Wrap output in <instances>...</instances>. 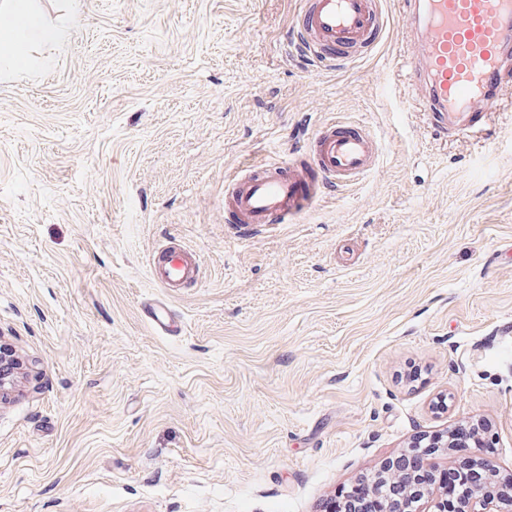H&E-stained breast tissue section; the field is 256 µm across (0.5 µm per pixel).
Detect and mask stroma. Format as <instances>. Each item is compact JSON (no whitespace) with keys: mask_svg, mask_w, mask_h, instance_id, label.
I'll return each instance as SVG.
<instances>
[{"mask_svg":"<svg viewBox=\"0 0 512 512\" xmlns=\"http://www.w3.org/2000/svg\"><path fill=\"white\" fill-rule=\"evenodd\" d=\"M69 44L0 79V512H324L425 434L488 422L512 476V73L440 137L408 0L327 68L298 0H82ZM363 123L369 175L294 224L229 223L227 177ZM194 250L164 296L148 261ZM150 274L159 288L175 291L197 284L201 271L192 250L181 245H166L152 257ZM144 315L147 323L159 335L178 336L182 332V321L162 299L149 302Z\"/></svg>","mask_w":512,"mask_h":512,"instance_id":"1","label":"stroma"}]
</instances>
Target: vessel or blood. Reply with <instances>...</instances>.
<instances>
[{"instance_id":"1","label":"vessel or blood","mask_w":512,"mask_h":512,"mask_svg":"<svg viewBox=\"0 0 512 512\" xmlns=\"http://www.w3.org/2000/svg\"><path fill=\"white\" fill-rule=\"evenodd\" d=\"M420 31V75L429 90V121L440 134L478 128L497 111L505 70L503 47L512 42V0H410ZM385 26L378 0H303V48L325 65L353 49H371ZM378 142L367 125L343 120L323 124L304 158L258 163L228 177L224 209L234 223L292 224L309 214L330 187L357 182L375 165ZM150 274L166 290L196 284V254L181 245L161 247ZM162 336L182 332L180 318L163 300L144 311Z\"/></svg>"}]
</instances>
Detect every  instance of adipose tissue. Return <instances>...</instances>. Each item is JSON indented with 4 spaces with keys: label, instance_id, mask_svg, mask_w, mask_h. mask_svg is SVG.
I'll use <instances>...</instances> for the list:
<instances>
[{
    "label": "adipose tissue",
    "instance_id": "obj_1",
    "mask_svg": "<svg viewBox=\"0 0 512 512\" xmlns=\"http://www.w3.org/2000/svg\"><path fill=\"white\" fill-rule=\"evenodd\" d=\"M32 0H0V11L9 19V27L0 35V41L35 43L51 48L65 44L81 18V0H70L71 10L57 23L49 24L31 7Z\"/></svg>",
    "mask_w": 512,
    "mask_h": 512
}]
</instances>
